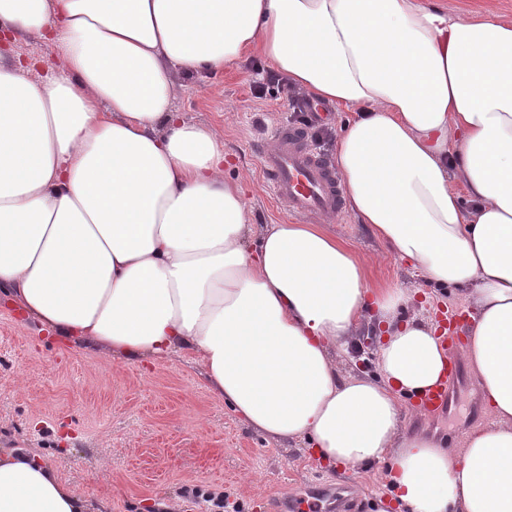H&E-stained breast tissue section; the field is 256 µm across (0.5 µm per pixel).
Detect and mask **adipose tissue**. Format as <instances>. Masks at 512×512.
Returning a JSON list of instances; mask_svg holds the SVG:
<instances>
[{"label":"adipose tissue","mask_w":512,"mask_h":512,"mask_svg":"<svg viewBox=\"0 0 512 512\" xmlns=\"http://www.w3.org/2000/svg\"><path fill=\"white\" fill-rule=\"evenodd\" d=\"M0 36L60 45L43 81L0 60V290L61 338L153 363L189 356L272 442L331 464L389 461L406 512H512V21L433 0H0ZM257 51L355 117L336 144L362 223L476 312L462 357L491 423L464 447L401 429L447 357L369 291L316 224H249L224 140L174 110L180 71ZM377 379L336 360L363 320ZM40 458L0 448V512H91Z\"/></svg>","instance_id":"1"}]
</instances>
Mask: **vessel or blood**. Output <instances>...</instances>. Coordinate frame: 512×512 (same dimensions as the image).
<instances>
[{"mask_svg": "<svg viewBox=\"0 0 512 512\" xmlns=\"http://www.w3.org/2000/svg\"><path fill=\"white\" fill-rule=\"evenodd\" d=\"M269 193L285 202L291 213L311 220L341 214L339 175L330 158L311 139L306 128L280 119L268 125L254 143ZM466 316L459 307L446 309L439 321V340L448 352V372L433 387L414 397L413 411L436 416L451 409V386L458 381V349Z\"/></svg>", "mask_w": 512, "mask_h": 512, "instance_id": "vessel-or-blood-1", "label": "vessel or blood"}]
</instances>
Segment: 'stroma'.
<instances>
[{
    "label": "stroma",
    "instance_id": "35a3bbf8",
    "mask_svg": "<svg viewBox=\"0 0 512 512\" xmlns=\"http://www.w3.org/2000/svg\"><path fill=\"white\" fill-rule=\"evenodd\" d=\"M7 51L34 63L43 80L62 65L58 45L42 39L19 40ZM256 59L249 53L219 71L178 74L176 110L223 137L228 170L243 177L250 223L291 224L295 218L287 206L266 193L252 151L267 124L290 115L289 87L273 86L255 97ZM325 227L363 264L370 289H412L413 309L425 319L448 305L466 306L453 288H433L419 270L392 255L352 211ZM374 330V324L363 323L339 352L342 374L377 375L376 350L361 346ZM462 375L450 413H403V429L458 448L468 433L487 425L471 367L463 366ZM0 445L39 453L76 493L90 492L105 502L106 512H152L161 497L176 502L179 512H208L207 503L189 496L198 486L224 493L241 512H272L273 499L286 493L302 508L305 486L314 480L330 483L334 474L302 444H274L242 425L188 358L151 364L102 356L79 341L48 335L1 292ZM352 472L358 512H400L385 480L386 464L356 466Z\"/></svg>",
    "mask_w": 512,
    "mask_h": 512
}]
</instances>
